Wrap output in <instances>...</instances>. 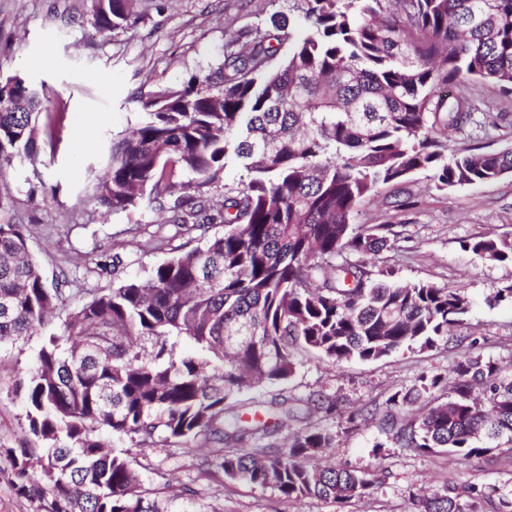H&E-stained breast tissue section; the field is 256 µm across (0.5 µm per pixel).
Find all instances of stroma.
<instances>
[{
    "label": "stroma",
    "instance_id": "stroma-1",
    "mask_svg": "<svg viewBox=\"0 0 512 512\" xmlns=\"http://www.w3.org/2000/svg\"><path fill=\"white\" fill-rule=\"evenodd\" d=\"M94 4L0 0V80L22 76L50 101H62L68 112L54 153H43L40 163L18 161L1 171L0 193L12 197L14 221L28 225L43 277L51 283L66 275V296L80 302L111 288L113 256L122 259L125 275H139L184 242L168 214L146 208L113 213L94 195L91 172L106 164L113 141L136 127L139 96L159 81H179L216 66L227 33L270 28L279 13L299 19L303 7L302 0H134L136 24L104 36L94 26ZM81 127L90 138L78 149L73 133ZM470 146L512 147V130L485 137L469 125L449 132V154ZM405 199L409 208L398 210L396 201ZM356 221L389 224L399 234L394 249L368 256L372 269H393L403 282L464 289L471 309L429 349L415 346L376 361L338 363L299 351L288 383L250 390L245 398L261 405L284 396H330L338 414L317 413L308 421L336 433L325 462L374 472L373 487L345 505L315 497L287 499L272 488L241 484L217 471L200 473L196 457L137 447L103 433L108 448L128 457L144 488H193L192 499L178 500L180 512H412L420 496L453 486L484 489L488 497L481 512H500L512 502V449L454 461L444 453L400 447L377 421L361 415L382 406L395 391L412 387L420 376L451 374L471 350L512 375V303L493 300L499 290L512 287V263L491 264L460 247L462 240L479 236L512 238V173L448 191L436 190L426 174L418 173L364 200ZM67 313L64 307L57 311L50 331L0 349V448L34 442L14 387Z\"/></svg>",
    "mask_w": 512,
    "mask_h": 512
}]
</instances>
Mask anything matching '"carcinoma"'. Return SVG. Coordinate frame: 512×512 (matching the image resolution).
Segmentation results:
<instances>
[{
    "label": "carcinoma",
    "instance_id": "obj_1",
    "mask_svg": "<svg viewBox=\"0 0 512 512\" xmlns=\"http://www.w3.org/2000/svg\"><path fill=\"white\" fill-rule=\"evenodd\" d=\"M132 0H96L103 33L129 25ZM306 32L282 16L274 31H241L217 67L161 81L140 98L142 120L112 143L96 177L99 204L114 212L167 209L198 245L76 303L16 386L39 448H3L16 494L39 512H175L194 495L139 489L106 429L132 444L193 452L227 478L286 498L345 504L373 475L323 467L336 433L304 427L288 444L243 448L277 425L333 401L274 400L267 420L244 419L239 397L295 374L303 348L333 361L379 360L433 347L470 308L465 292L392 280L351 256L389 250L387 225H355L358 205L394 182L425 173L440 191L512 173V148H466L448 157L442 137L475 122L465 88L476 81L512 95V0H303ZM288 45L283 64L270 62ZM19 77L0 83V169L40 161L66 112H46ZM241 169L221 207L210 193L229 164ZM192 175L195 195L182 193ZM221 235H209L213 224ZM490 263L512 262V240L461 243ZM63 305L33 262L27 225L0 223V347L46 325ZM184 339L190 349L177 350ZM478 387L485 399L474 396ZM428 399L416 418L400 415ZM383 431L404 448L469 459L512 446V378L470 351L452 376L423 375L385 401ZM484 491L423 496L415 512H478Z\"/></svg>",
    "mask_w": 512,
    "mask_h": 512
}]
</instances>
